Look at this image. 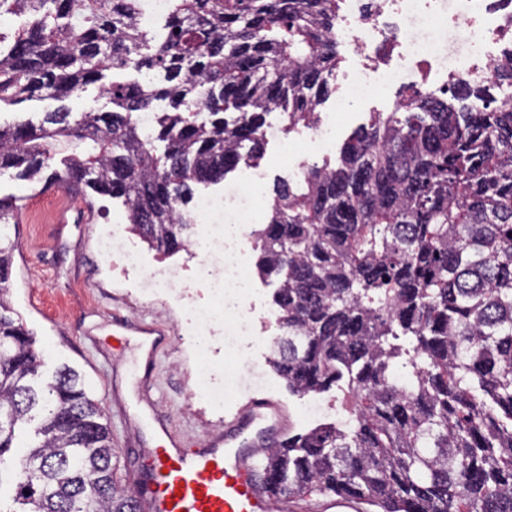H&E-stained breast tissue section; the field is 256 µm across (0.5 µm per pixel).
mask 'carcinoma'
<instances>
[{"mask_svg":"<svg viewBox=\"0 0 512 512\" xmlns=\"http://www.w3.org/2000/svg\"><path fill=\"white\" fill-rule=\"evenodd\" d=\"M138 0H0L28 28L0 30V107L62 102L114 81L113 108L0 125V173L51 169L125 198L133 232L159 251L184 244L180 205L262 152L266 116L313 122L333 91L336 0H171L161 37ZM372 112L304 188L274 187L256 268L280 279L274 370L298 395L333 389L346 417L270 449L280 501L317 492L375 512H512V105L453 86ZM145 135L134 113L156 103ZM207 120L198 121L200 111ZM66 150L60 166L50 161ZM14 245L0 235V275ZM43 362L0 289V474L17 433L37 421L0 512H141L115 476L99 403L67 365Z\"/></svg>","mask_w":512,"mask_h":512,"instance_id":"carcinoma-1","label":"carcinoma"}]
</instances>
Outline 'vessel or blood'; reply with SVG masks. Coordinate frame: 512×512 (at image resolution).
Instances as JSON below:
<instances>
[{"label": "vessel or blood", "mask_w": 512, "mask_h": 512, "mask_svg": "<svg viewBox=\"0 0 512 512\" xmlns=\"http://www.w3.org/2000/svg\"><path fill=\"white\" fill-rule=\"evenodd\" d=\"M115 340L135 337L146 365H153L164 343L163 333L149 324L116 317ZM148 424L159 434L150 451L152 466L146 479L144 502L149 512H270L269 475L258 458L269 441L287 436L280 406L263 399L224 423L222 433L199 447H186L182 436L169 430L160 416Z\"/></svg>", "instance_id": "vessel-or-blood-1"}]
</instances>
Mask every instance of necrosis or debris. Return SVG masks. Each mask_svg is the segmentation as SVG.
I'll return each instance as SVG.
<instances>
[{
	"label": "necrosis or debris",
	"instance_id": "obj_1",
	"mask_svg": "<svg viewBox=\"0 0 512 512\" xmlns=\"http://www.w3.org/2000/svg\"><path fill=\"white\" fill-rule=\"evenodd\" d=\"M334 39L342 63L335 107L302 140L281 142L276 157L279 167L297 177L304 175L309 154L333 151L338 125L353 122L362 110L392 111V91L444 96L458 82L489 84L494 66L512 58V0H341ZM240 174L234 192L199 198L194 214L205 227L193 241L196 274L208 282L213 299L234 304L224 326L228 337L250 333L254 318L248 244L227 236L224 227L257 223L265 205L266 170L244 160ZM101 247L121 270L143 271L153 293L180 296L182 268L147 263L120 225L105 231Z\"/></svg>",
	"mask_w": 512,
	"mask_h": 512
}]
</instances>
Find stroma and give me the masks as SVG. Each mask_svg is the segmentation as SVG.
<instances>
[{"instance_id":"1","label":"stroma","mask_w":512,"mask_h":512,"mask_svg":"<svg viewBox=\"0 0 512 512\" xmlns=\"http://www.w3.org/2000/svg\"><path fill=\"white\" fill-rule=\"evenodd\" d=\"M16 198L29 210L25 222L11 225L15 243L7 298L36 338L51 376L61 365L79 372L85 388L99 402L110 425L125 484H133L135 471H148L147 450L154 436L138 416L119 423L118 410L136 400L135 347L124 352L112 348V318L119 315L134 322L147 321L166 333H175L182 313L170 298L141 289L112 269L109 257L97 246L109 225L126 221L121 200L93 193L74 192L76 207L59 222V197L43 183L0 175V198ZM279 285L277 278L255 279L258 301L255 334L234 347L213 338L210 372L215 378L238 376L240 390L215 411L199 400L195 385L202 367L196 347L172 340L161 349L151 368L146 389L157 412L191 444L221 431L225 418L254 397L278 402L288 417V430L304 434L321 423L343 415L342 392L333 390L299 397L289 393L285 381L269 366L271 330L265 327L266 309Z\"/></svg>"}]
</instances>
